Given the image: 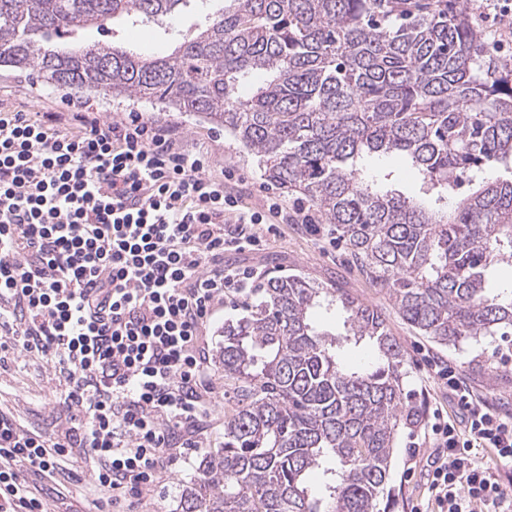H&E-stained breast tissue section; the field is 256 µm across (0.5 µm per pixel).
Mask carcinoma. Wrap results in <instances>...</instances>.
Segmentation results:
<instances>
[{
	"mask_svg": "<svg viewBox=\"0 0 512 512\" xmlns=\"http://www.w3.org/2000/svg\"><path fill=\"white\" fill-rule=\"evenodd\" d=\"M0 0V67L58 90L150 101L230 131L265 178L331 224L401 317L457 347L512 334V291L489 269L512 258V69L485 59L460 0ZM196 22L178 26L186 9ZM160 22L176 46L157 55L80 32ZM69 43L65 50L57 41ZM404 158L427 208L362 177L358 160ZM224 323L215 356L235 398L224 447L200 455L178 512H377L399 432L403 353L380 310L298 276L256 289ZM340 309L343 331L314 312ZM367 340L380 362L345 366ZM323 475L322 487L310 475Z\"/></svg>",
	"mask_w": 512,
	"mask_h": 512,
	"instance_id": "1",
	"label": "carcinoma"
}]
</instances>
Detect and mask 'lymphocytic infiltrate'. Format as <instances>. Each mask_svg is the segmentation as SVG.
Returning a JSON list of instances; mask_svg holds the SVG:
<instances>
[{
    "instance_id": "1",
    "label": "lymphocytic infiltrate",
    "mask_w": 512,
    "mask_h": 512,
    "mask_svg": "<svg viewBox=\"0 0 512 512\" xmlns=\"http://www.w3.org/2000/svg\"><path fill=\"white\" fill-rule=\"evenodd\" d=\"M178 139L137 113H0V354L41 355L65 413L48 435L0 408V512H46L30 477L56 479L77 453L97 503L135 512L213 415L206 327L259 278L224 253L260 246L283 207L243 206ZM437 376L465 427L439 412L428 425L432 498L439 512H502L512 418L454 368Z\"/></svg>"
}]
</instances>
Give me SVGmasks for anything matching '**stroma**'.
<instances>
[{
	"instance_id": "obj_1",
	"label": "stroma",
	"mask_w": 512,
	"mask_h": 512,
	"mask_svg": "<svg viewBox=\"0 0 512 512\" xmlns=\"http://www.w3.org/2000/svg\"><path fill=\"white\" fill-rule=\"evenodd\" d=\"M85 111L97 113L112 122L125 119L129 112L140 113L153 124L179 131L181 141L192 152L203 153L214 174L226 173L247 189L246 203L261 207L265 196L277 197L285 215H294L297 202L294 197L279 193L262 176L257 161L239 141L201 119L175 111H163L148 103L115 99L108 101L93 95H83ZM26 106L31 112L66 110L64 92L33 81L29 76L0 71V109L11 110ZM368 178L390 180L394 188L407 195L417 194V175L402 161L384 156L369 155L363 159ZM276 234H269L260 249L238 253L228 251L224 263L229 267H254L262 277L294 275L319 283L328 288H342L359 301L380 309L386 319L388 331L394 336L404 353L407 377L405 390L410 401L420 405L424 419H431L435 409H442L450 418H458L459 410L446 387L433 377L434 363L454 367L478 399L489 407L512 417V336L484 337L462 347L439 345L407 324L383 288L363 272L347 252L343 242L329 244L315 240L305 225L277 223ZM491 357V366L475 363L478 354ZM217 392L215 415L207 431L200 438L199 448L217 449L224 444V413L232 400L229 387L224 384L221 370L213 372ZM0 398L9 400L27 423L40 431L52 434L60 427V417L54 393V383L46 364L30 358L20 365L0 368ZM199 448L185 449L183 456L172 468L171 474L154 490L147 492L142 512H175L180 495L196 475ZM431 448L424 437L423 427L402 432L396 441L392 461L391 493L381 500L379 512H414L416 506L427 503L426 482L420 469ZM73 471L82 474V483L69 479L42 481L43 495L48 512H96L92 504L88 475L91 464L81 458L72 463Z\"/></svg>"
}]
</instances>
